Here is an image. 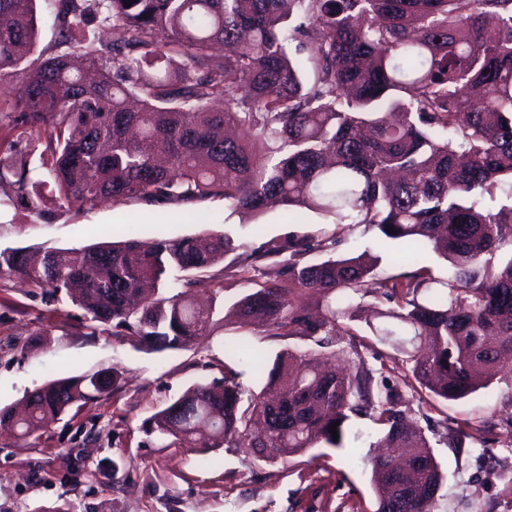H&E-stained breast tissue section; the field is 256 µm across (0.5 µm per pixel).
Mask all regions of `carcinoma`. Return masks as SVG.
Returning a JSON list of instances; mask_svg holds the SVG:
<instances>
[{"label": "carcinoma", "instance_id": "cac0c4a2", "mask_svg": "<svg viewBox=\"0 0 512 512\" xmlns=\"http://www.w3.org/2000/svg\"><path fill=\"white\" fill-rule=\"evenodd\" d=\"M36 2L0 0V80L19 84L0 99V122L45 135L34 166L18 142L0 140L9 204L40 213L51 195L84 209L221 196L259 224L278 201L402 242L414 270L378 279L365 255L336 256L338 236L271 238L249 251L224 232L204 244L127 238L38 257L5 249L0 278L24 279L161 353L208 335L214 306L192 302L193 273L237 253L247 284L233 304L239 327L259 319L267 335L320 350L269 364L231 344L224 357L255 362L262 390L245 393L229 368L223 384L196 382L154 413L146 433L274 463L343 448L350 415L369 416L385 431L386 452L367 461L375 512H433L444 475L430 436L460 448L468 433H439L426 414V427L408 425L384 371L403 369L430 407L512 374V257L495 261L512 245V207L478 208L512 185V0H46L56 40L31 59ZM96 23L118 37L101 41ZM431 252L453 268L447 279L426 265ZM365 288L393 304L372 328L393 353L377 371L361 358L329 370L324 349ZM125 384L116 368L51 380L27 395L25 416L0 409V426L27 437Z\"/></svg>", "mask_w": 512, "mask_h": 512}]
</instances>
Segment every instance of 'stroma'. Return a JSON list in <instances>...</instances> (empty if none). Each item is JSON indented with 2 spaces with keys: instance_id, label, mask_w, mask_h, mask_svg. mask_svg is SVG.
Segmentation results:
<instances>
[{
  "instance_id": "35a3bbf8",
  "label": "stroma",
  "mask_w": 512,
  "mask_h": 512,
  "mask_svg": "<svg viewBox=\"0 0 512 512\" xmlns=\"http://www.w3.org/2000/svg\"><path fill=\"white\" fill-rule=\"evenodd\" d=\"M249 216L226 214L224 200L211 197L183 204L104 200L90 209L48 202L42 214L0 206V250L74 248L101 241L104 233L135 230L140 237L180 239L229 232L254 249L266 240L343 233L344 252L375 257V272L405 273L402 247L364 226L343 228L302 210L290 224L271 208L260 232ZM235 254L223 269L196 276L198 300L217 296L208 336L186 347L152 353L136 338L90 331L72 305L46 304L38 289L0 280V409L18 406L45 382L113 367L127 383L121 392L71 410L27 438L0 430V512H375L367 459L383 435L371 418L354 417L342 450L315 448L285 461L265 464L241 448L200 454L147 436L143 423L199 378L224 376L232 368L244 390L259 391L263 380L244 361L224 359V347L242 337L267 358L283 350L312 349L311 341L267 335L262 325L239 327L231 305L242 291ZM357 319L345 321L336 339L339 363L362 356L374 362L386 346L370 340L366 324L373 295L362 296ZM436 418L465 428L463 447L445 444L434 453L445 482L434 512H512V446L505 435L512 419V375H502L467 398L439 404Z\"/></svg>"
}]
</instances>
